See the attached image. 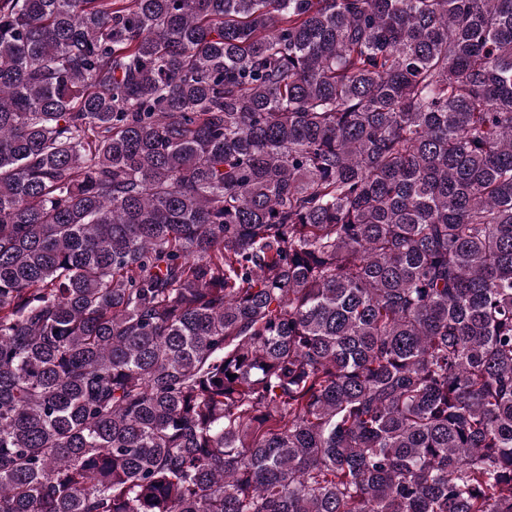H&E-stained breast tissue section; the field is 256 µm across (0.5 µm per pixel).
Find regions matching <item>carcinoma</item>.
I'll use <instances>...</instances> for the list:
<instances>
[{
    "label": "carcinoma",
    "mask_w": 512,
    "mask_h": 512,
    "mask_svg": "<svg viewBox=\"0 0 512 512\" xmlns=\"http://www.w3.org/2000/svg\"><path fill=\"white\" fill-rule=\"evenodd\" d=\"M0 512H512V0H0Z\"/></svg>",
    "instance_id": "obj_1"
}]
</instances>
